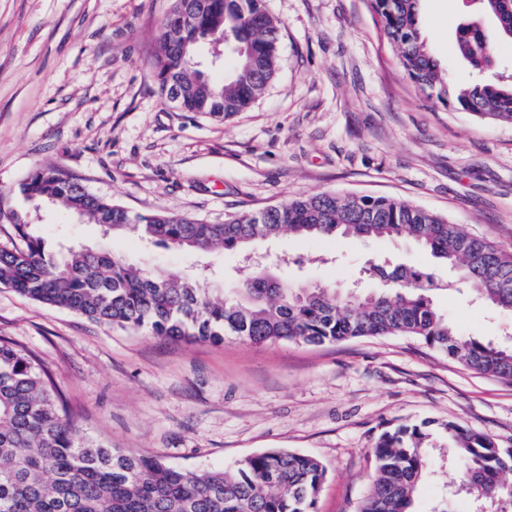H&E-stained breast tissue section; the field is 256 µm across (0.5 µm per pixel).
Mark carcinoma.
<instances>
[{"label": "carcinoma", "instance_id": "1", "mask_svg": "<svg viewBox=\"0 0 512 512\" xmlns=\"http://www.w3.org/2000/svg\"><path fill=\"white\" fill-rule=\"evenodd\" d=\"M188 0H173L160 28L154 60L157 93L179 90L182 112L226 119L260 97L279 66V25L264 0H199L190 23ZM421 0H369L399 64L427 98L446 107L512 123V74L485 79L497 66L494 44L478 21L460 25L462 60L478 75L448 87V73L417 26ZM480 17L512 40V0H476ZM233 39V76H202L203 39ZM28 203L59 202L109 230L131 229L145 242L182 253H224L283 233L299 237H355L413 241L439 267L459 270L471 293L512 311V254L448 217L395 198L317 193L264 211L213 224L180 213L134 214L91 193L58 166L33 170L18 186ZM21 245H0V288L35 302L74 311L122 330L188 343L233 336L253 346L283 342L318 345L402 335L464 368L512 381V346L462 333L437 308L445 288L438 267H391L368 260L377 281L356 297L306 287L257 271L232 298L212 296L198 279L148 273L107 250L62 244L50 249L22 216L0 205ZM427 423L385 430L372 448L375 474L357 512H415L419 484L429 472L423 447ZM455 470V486L480 503L478 512L512 506V448L454 422L441 424ZM326 470L314 457L287 450L248 456L230 466L195 473L156 458L125 453L82 434L54 391L50 372L29 352L0 338V512H315Z\"/></svg>", "mask_w": 512, "mask_h": 512}]
</instances>
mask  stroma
<instances>
[{
	"label": "stroma",
	"mask_w": 512,
	"mask_h": 512,
	"mask_svg": "<svg viewBox=\"0 0 512 512\" xmlns=\"http://www.w3.org/2000/svg\"><path fill=\"white\" fill-rule=\"evenodd\" d=\"M280 23V67L246 111L220 121L177 112L152 62L171 0H0V197L58 165L135 214L211 223L320 192L396 198L442 213L512 253V125L431 100L399 66L367 0H264ZM461 0H422L419 28L449 79L472 74L455 48ZM45 239L106 249L146 271L191 273L216 295L252 273L236 251L171 253L135 234L104 235L63 205L33 212ZM293 284L373 287L368 258L429 266L406 241L260 240ZM466 333L512 344V314L465 289L436 292ZM0 337L53 373L79 430L123 451L202 472L271 449L326 470L316 512H355L389 426L428 422L434 477L416 512L454 480L439 425L512 446V382L466 370L405 336L255 347L185 343L94 323L0 288Z\"/></svg>",
	"instance_id": "35a3bbf8"
}]
</instances>
